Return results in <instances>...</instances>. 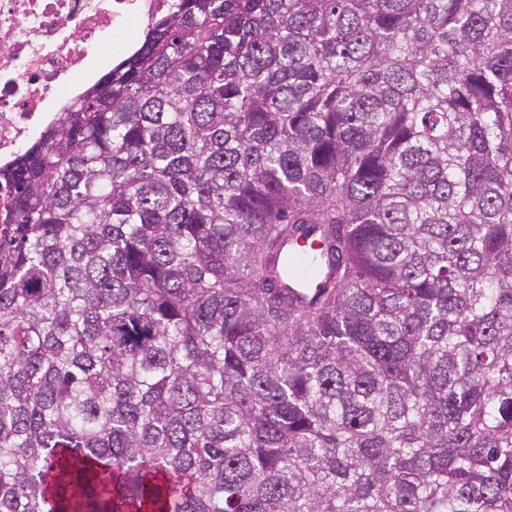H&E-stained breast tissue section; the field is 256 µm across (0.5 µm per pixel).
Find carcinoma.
Masks as SVG:
<instances>
[{"instance_id": "obj_1", "label": "carcinoma", "mask_w": 512, "mask_h": 512, "mask_svg": "<svg viewBox=\"0 0 512 512\" xmlns=\"http://www.w3.org/2000/svg\"><path fill=\"white\" fill-rule=\"evenodd\" d=\"M2 182L0 512H512V0H177ZM318 247L299 248L292 244H285L282 253L286 262H293L298 273H305L303 268H312L318 264Z\"/></svg>"}]
</instances>
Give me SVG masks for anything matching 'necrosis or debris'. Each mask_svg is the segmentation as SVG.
I'll use <instances>...</instances> for the list:
<instances>
[{"label": "necrosis or debris", "mask_w": 512, "mask_h": 512, "mask_svg": "<svg viewBox=\"0 0 512 512\" xmlns=\"http://www.w3.org/2000/svg\"><path fill=\"white\" fill-rule=\"evenodd\" d=\"M174 0H0V164L41 135Z\"/></svg>", "instance_id": "1"}]
</instances>
